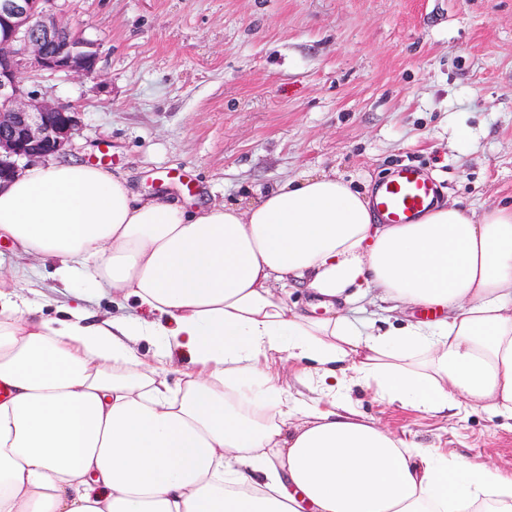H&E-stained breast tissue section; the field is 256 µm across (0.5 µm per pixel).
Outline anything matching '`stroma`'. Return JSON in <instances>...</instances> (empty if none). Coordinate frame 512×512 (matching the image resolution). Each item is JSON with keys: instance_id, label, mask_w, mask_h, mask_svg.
Masks as SVG:
<instances>
[{"instance_id": "35a3bbf8", "label": "stroma", "mask_w": 512, "mask_h": 512, "mask_svg": "<svg viewBox=\"0 0 512 512\" xmlns=\"http://www.w3.org/2000/svg\"><path fill=\"white\" fill-rule=\"evenodd\" d=\"M59 18L94 43L91 77L37 72L30 90L77 108L64 155L109 172L140 198L207 205L254 199L304 174L363 194L415 161L440 200L478 213L512 202V0H57ZM183 168L187 191L169 170ZM0 264L21 266L44 312L147 317L110 293L75 298L50 270L0 237ZM388 327L377 292L341 306ZM393 432L512 472V428L479 410L404 409L353 388Z\"/></svg>"}]
</instances>
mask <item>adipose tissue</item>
Masks as SVG:
<instances>
[{
  "label": "adipose tissue",
  "mask_w": 512,
  "mask_h": 512,
  "mask_svg": "<svg viewBox=\"0 0 512 512\" xmlns=\"http://www.w3.org/2000/svg\"><path fill=\"white\" fill-rule=\"evenodd\" d=\"M1 236L63 287L163 321L37 318L24 269L0 271V512H512V472L399 436L349 394L512 421V206L381 224L322 173L189 209L53 161L0 188ZM291 277L329 305L376 289L447 316L363 330L289 307L274 285Z\"/></svg>",
  "instance_id": "adipose-tissue-1"
}]
</instances>
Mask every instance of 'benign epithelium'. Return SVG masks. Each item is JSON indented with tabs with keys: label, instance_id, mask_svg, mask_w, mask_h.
Returning <instances> with one entry per match:
<instances>
[{
	"label": "benign epithelium",
	"instance_id": "1",
	"mask_svg": "<svg viewBox=\"0 0 512 512\" xmlns=\"http://www.w3.org/2000/svg\"><path fill=\"white\" fill-rule=\"evenodd\" d=\"M97 60L94 44L58 19L55 0H0V187L21 160L62 153L81 126L76 109L27 89L31 74L88 77Z\"/></svg>",
	"mask_w": 512,
	"mask_h": 512
}]
</instances>
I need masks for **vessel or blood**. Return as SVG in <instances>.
Segmentation results:
<instances>
[{
	"label": "vessel or blood",
	"instance_id": "vessel-or-blood-1",
	"mask_svg": "<svg viewBox=\"0 0 512 512\" xmlns=\"http://www.w3.org/2000/svg\"><path fill=\"white\" fill-rule=\"evenodd\" d=\"M438 182L415 164H402L380 180L371 194V207L381 223L412 224L438 201Z\"/></svg>",
	"mask_w": 512,
	"mask_h": 512
}]
</instances>
